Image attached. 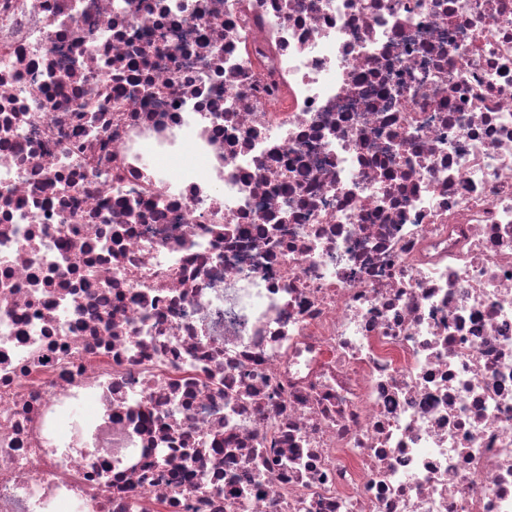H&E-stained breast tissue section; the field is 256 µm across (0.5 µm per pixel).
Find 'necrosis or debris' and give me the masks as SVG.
<instances>
[{"mask_svg":"<svg viewBox=\"0 0 512 512\" xmlns=\"http://www.w3.org/2000/svg\"><path fill=\"white\" fill-rule=\"evenodd\" d=\"M0 512H512V0H0Z\"/></svg>","mask_w":512,"mask_h":512,"instance_id":"necrosis-or-debris-1","label":"necrosis or debris"}]
</instances>
